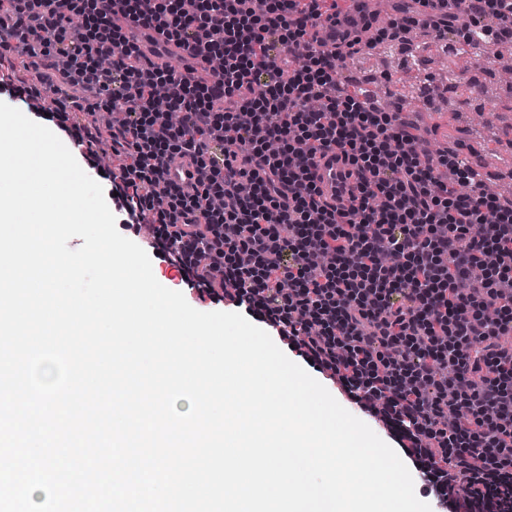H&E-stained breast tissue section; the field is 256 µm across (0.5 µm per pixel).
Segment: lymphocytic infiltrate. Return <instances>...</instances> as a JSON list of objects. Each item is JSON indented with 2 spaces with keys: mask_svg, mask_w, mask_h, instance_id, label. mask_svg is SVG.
I'll use <instances>...</instances> for the list:
<instances>
[{
  "mask_svg": "<svg viewBox=\"0 0 512 512\" xmlns=\"http://www.w3.org/2000/svg\"><path fill=\"white\" fill-rule=\"evenodd\" d=\"M431 2L401 0L374 42L449 26L512 46V0H444L428 21ZM116 8L221 68L200 82L154 66L113 27ZM347 11L344 0H0V85L53 94L49 121L92 157L101 131L71 113L123 104L115 190L145 245L382 421L446 512H512V205L459 154L410 149L397 113L342 84L360 34L342 32L327 55L309 33ZM29 58L45 68L39 83L16 77ZM326 151L351 169L349 200L316 184ZM178 156L197 165L196 185L165 179Z\"/></svg>",
  "mask_w": 512,
  "mask_h": 512,
  "instance_id": "f902f5d3",
  "label": "lymphocytic infiltrate"
}]
</instances>
